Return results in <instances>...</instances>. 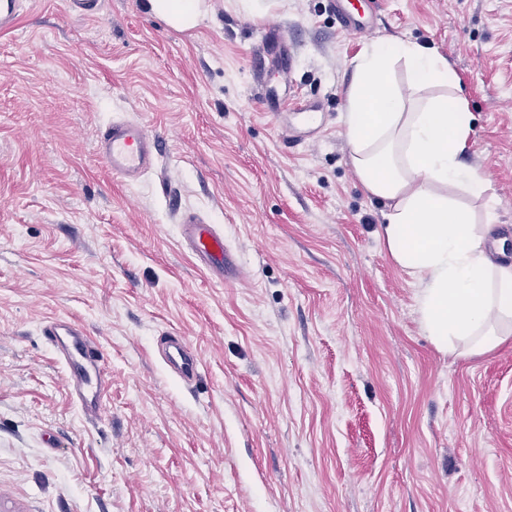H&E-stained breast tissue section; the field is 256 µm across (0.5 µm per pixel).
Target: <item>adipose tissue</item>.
I'll list each match as a JSON object with an SVG mask.
<instances>
[{"label": "adipose tissue", "instance_id": "obj_1", "mask_svg": "<svg viewBox=\"0 0 512 512\" xmlns=\"http://www.w3.org/2000/svg\"><path fill=\"white\" fill-rule=\"evenodd\" d=\"M202 0H146L177 30L194 28ZM404 69L408 93L395 82ZM347 92L349 162L365 192L385 202L379 228L394 260L417 279L421 326L448 354H482L512 338V265L487 253L489 230L448 197L458 187L477 197L483 178L462 162L472 115L457 94L447 58L416 42L380 40L354 61Z\"/></svg>", "mask_w": 512, "mask_h": 512}]
</instances>
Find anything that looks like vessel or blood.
<instances>
[{
  "label": "vessel or blood",
  "mask_w": 512,
  "mask_h": 512,
  "mask_svg": "<svg viewBox=\"0 0 512 512\" xmlns=\"http://www.w3.org/2000/svg\"><path fill=\"white\" fill-rule=\"evenodd\" d=\"M333 14L340 29L358 34L370 31L369 26L362 23L353 0H335ZM293 63L294 57L282 41L278 29L268 27L262 49L254 59L257 73L262 74L274 68L285 75L290 72ZM294 118L298 131L287 136V143L300 144L304 135L313 136L322 129L319 105L308 104L296 108ZM96 152L113 177L130 182L155 167L159 144L157 137L143 122L120 120L101 130ZM179 222L182 240L197 264L219 280L236 281L238 264L223 233L197 212H182ZM42 331L61 356L74 401L85 415L99 417L103 408L106 380L97 345L82 327L66 319H51L44 324ZM164 359L181 381L190 383L196 379L201 363L196 355L188 351L183 337L173 336L166 340Z\"/></svg>",
  "instance_id": "b4317fda"
}]
</instances>
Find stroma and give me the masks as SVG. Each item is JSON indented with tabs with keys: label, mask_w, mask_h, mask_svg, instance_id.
Listing matches in <instances>:
<instances>
[{
	"label": "stroma",
	"mask_w": 512,
	"mask_h": 512,
	"mask_svg": "<svg viewBox=\"0 0 512 512\" xmlns=\"http://www.w3.org/2000/svg\"><path fill=\"white\" fill-rule=\"evenodd\" d=\"M372 38L330 0L253 17L206 0L191 30L145 0H22L0 34V512H512V341L436 348L419 285L377 228L384 203L348 161L346 90L370 39L415 41L455 70L473 115L471 199L512 258V0H363ZM295 49L281 99L319 102L296 153L257 102L266 22ZM146 123L154 170L126 182L101 127ZM217 224L243 270L223 284L180 242ZM96 340L108 385L90 419L42 334ZM202 367L173 377L159 337ZM333 15L336 19V24L340 29L346 31H354L356 34H372L373 29L366 26L359 19L358 8L352 0H332ZM357 13H356V12Z\"/></svg>",
	"instance_id": "obj_1"
}]
</instances>
